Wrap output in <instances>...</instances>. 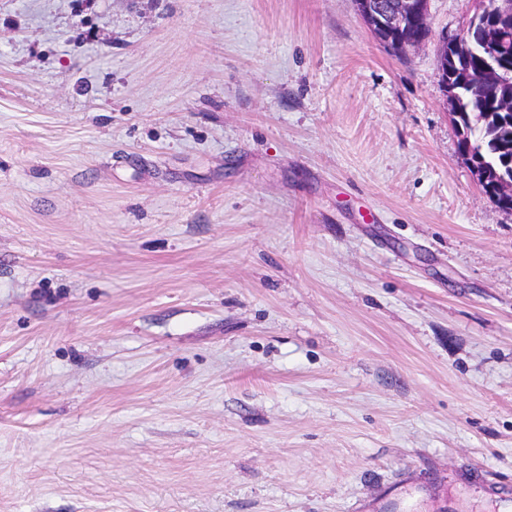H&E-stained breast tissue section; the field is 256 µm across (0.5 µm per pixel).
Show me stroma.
<instances>
[{
	"label": "stroma",
	"mask_w": 512,
	"mask_h": 512,
	"mask_svg": "<svg viewBox=\"0 0 512 512\" xmlns=\"http://www.w3.org/2000/svg\"><path fill=\"white\" fill-rule=\"evenodd\" d=\"M354 0H0V512L512 501V211Z\"/></svg>",
	"instance_id": "35a3bbf8"
}]
</instances>
